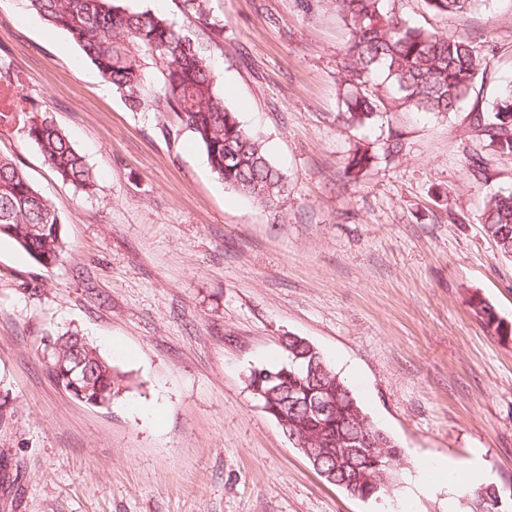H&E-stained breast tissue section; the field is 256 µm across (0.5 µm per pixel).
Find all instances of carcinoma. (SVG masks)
Listing matches in <instances>:
<instances>
[{
	"mask_svg": "<svg viewBox=\"0 0 512 512\" xmlns=\"http://www.w3.org/2000/svg\"><path fill=\"white\" fill-rule=\"evenodd\" d=\"M200 27L214 32L208 0H183ZM384 0H333L349 29L338 120L350 127L373 123L386 111L385 93L416 112H455L476 94L478 79L491 76L493 64L482 46L465 37L448 38L414 26L383 6ZM473 0H424L435 13H468ZM46 24L64 31L85 58L133 109L164 112L173 124L192 132L204 149L211 171L228 187L273 209L288 202L284 175L270 161L261 137L241 124L224 104L219 79L196 40L163 15L134 12L119 0H27ZM472 136L499 156H512V81L496 87L490 109L473 104ZM20 126L62 182L90 194L96 175L67 136L46 117L37 118L24 105L0 112V126ZM373 155L356 148L347 174L353 179L370 166ZM486 233L501 253L512 258V192L497 193L481 215ZM0 236L17 243L39 266L54 267L65 251L60 218L31 185L23 170L0 156ZM473 311L498 336L510 333L496 320L492 306L474 299ZM44 365L56 386L85 404L103 406L126 389L125 375L105 360L79 331L41 337ZM288 354L287 388L269 400L281 408L273 415L282 432L311 440L318 449L319 468L336 471V480L351 483L358 474L381 482L377 489L353 484L349 494L378 498L387 491L383 480L400 450L368 417L350 388L335 372L309 375L308 366L325 362L323 355L298 336L283 341ZM81 363L89 376L78 384L68 377ZM326 397L334 413H315V400ZM380 442L386 455L376 460L372 445ZM481 485L467 492L471 512H499L495 497Z\"/></svg>",
	"mask_w": 512,
	"mask_h": 512,
	"instance_id": "1",
	"label": "carcinoma"
}]
</instances>
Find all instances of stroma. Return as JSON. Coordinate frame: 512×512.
I'll return each mask as SVG.
<instances>
[{
    "mask_svg": "<svg viewBox=\"0 0 512 512\" xmlns=\"http://www.w3.org/2000/svg\"><path fill=\"white\" fill-rule=\"evenodd\" d=\"M122 4L199 41L225 105L284 173L288 208L224 186L190 132L130 109L65 32L0 0V86L36 103L97 176L92 195L75 190L0 127V156L53 204L66 241L47 272L0 239V399L14 410L0 418V512H377L322 478L253 394L254 370L287 363L288 336L316 346L401 448L387 499L421 457L459 478L478 459L512 512V337L470 309L481 296L512 326V258L480 222L491 194L512 192V157L471 139V103L444 116L390 101L370 126L337 121L348 30L331 0H208L216 41L183 0ZM394 7L467 34L495 79H512V0L462 16ZM359 146L374 159L352 181ZM69 328L125 373L109 407L48 377L40 338Z\"/></svg>",
    "mask_w": 512,
    "mask_h": 512,
    "instance_id": "stroma-1",
    "label": "stroma"
}]
</instances>
